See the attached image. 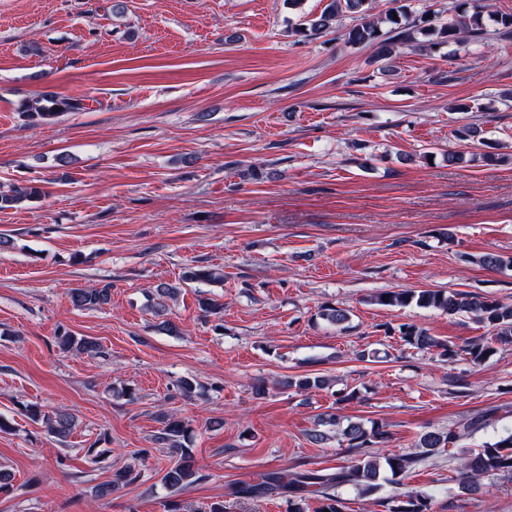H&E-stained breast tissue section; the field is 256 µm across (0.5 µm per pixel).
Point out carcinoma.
Here are the masks:
<instances>
[{
	"label": "carcinoma",
	"mask_w": 512,
	"mask_h": 512,
	"mask_svg": "<svg viewBox=\"0 0 512 512\" xmlns=\"http://www.w3.org/2000/svg\"><path fill=\"white\" fill-rule=\"evenodd\" d=\"M369 0H327L326 6L311 18L300 17L294 32L303 34L307 30L318 33H333L341 17L348 14L353 23L344 31L346 42L354 46H371L376 49V59L388 60L399 45H409L431 52L442 46L456 43L466 47L482 40L486 34L484 15L489 12L488 0H452L448 10L453 12L451 20L445 22L437 12L422 4V0H391L395 7L388 10L385 19L393 28L384 32L380 21L370 14ZM496 24L495 35L499 39H512V13L491 14ZM425 38L420 43L419 38ZM84 103L79 98L46 93L33 100L19 104L17 112L29 126L38 127L48 124L62 112H80ZM44 194L42 187L35 183L13 184L8 190H0V210L14 208L22 203L31 202ZM478 263L491 270L512 264V259L487 252L478 258ZM185 283H218L221 276L204 267H189L184 271ZM172 288L160 283L155 288L152 311L160 318L165 315V298ZM111 286L76 288L71 291L70 299L74 307L85 310L99 309L111 301ZM388 301H383V298ZM376 304L384 307H402L415 305L419 308L441 311L450 316H466L483 324L493 332L501 343H512V304L476 293L446 292L443 290H401L377 294ZM320 316L327 322L343 330L349 328V312L342 308L325 307ZM403 340L419 350H437L441 360L451 362L466 354L473 362L483 361L492 347L480 340L466 341L459 346L431 335L427 330L414 324L404 323L399 327ZM57 346L64 352L97 355L100 353L98 342L86 336H73L67 332L57 335ZM328 379L322 376H299L283 382L286 388L309 394L324 389ZM35 421H42L45 431L51 437L64 439L76 426L73 413L58 409L46 414L37 406L29 409ZM498 421L497 411L485 410L464 419L459 424L448 427V431L427 430L423 432L415 450L408 453L380 456L373 449L386 443L389 432L384 425L372 421L365 424L337 413L327 412L315 423L308 438L311 443L320 446L331 440L336 434L346 442L347 448L357 453V458L348 466L324 470H303L289 472L262 471L249 480L242 481L233 489V493L242 498H263L278 495L288 502V512H307L309 502L321 501L318 512H342V498L339 490L351 486L363 495H370L385 483H400L401 479L426 459L443 448L455 447L464 438H472L478 433L494 426ZM189 424L172 415L163 416V426L155 441L173 449L177 460L162 477L163 485L179 492L194 484L198 479V470L189 449L184 447L188 438ZM457 476L461 484L469 491L477 493L481 489V480L486 476L512 477V429H506L493 439L483 442L475 451H468L458 458ZM138 479L134 468L127 466L112 473V481L100 485L95 494L104 498L112 491L132 484ZM389 512H428L427 497L418 493H405L397 498Z\"/></svg>",
	"instance_id": "obj_1"
}]
</instances>
